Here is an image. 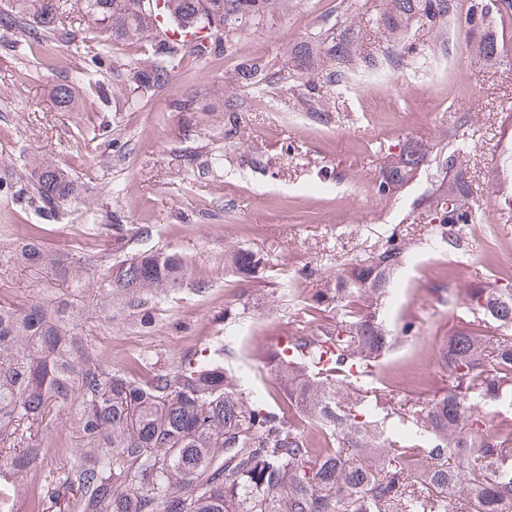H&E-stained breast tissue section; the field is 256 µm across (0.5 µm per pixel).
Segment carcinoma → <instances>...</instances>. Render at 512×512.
Instances as JSON below:
<instances>
[{
    "mask_svg": "<svg viewBox=\"0 0 512 512\" xmlns=\"http://www.w3.org/2000/svg\"><path fill=\"white\" fill-rule=\"evenodd\" d=\"M138 2L12 0L0 11V41L21 55L56 36L72 45L84 65L55 89L56 106L71 112L75 86L102 89L99 65L106 58L112 92L123 91L124 65L141 83L161 87L184 58L231 52L248 24L288 9V0H164L177 22L215 24L210 43L187 47L157 40V5L141 9ZM489 14L488 0H379L373 48H364L351 24L303 42L296 66L306 74L305 93L297 105L319 119L354 72L399 69L422 56L405 39L409 28L427 27L443 49L449 31L463 28L470 36ZM82 15L99 22L89 59L85 37L72 26ZM125 42L143 48V56L120 63L115 50ZM473 50L488 67L500 63L491 36ZM231 81L271 83L259 59L244 63ZM176 107L207 126L224 125V139L234 145L238 99L220 112L199 111L195 96ZM475 149L464 141L442 159L452 181L425 209L429 235L454 250L467 249L468 241L453 227L482 222L467 177ZM428 153L405 146L387 161L381 183L404 186ZM21 166L31 170L29 184L0 180V195L11 204L54 218L79 198L72 174L51 159L25 154ZM409 245L390 236L335 276L319 278L317 302L343 318L291 338V355L274 360L285 398L272 405L240 389L214 355L170 370L121 371L85 342L88 315L191 286L181 254L137 252L99 270L89 258L64 257L35 239L1 248L0 270H35L51 285L23 309L0 301V512H13L15 489L44 463L41 436L57 416L72 421L76 448L48 469L41 494L61 512H512V421L490 425L473 402L489 397L512 405V288L468 289V308L482 315L483 326L463 319L448 335L442 395L406 400L360 384L394 345L378 306ZM264 262L258 251L224 245V267L244 282L256 283ZM296 414L324 429L326 447L307 445L291 422ZM389 424L419 443L391 439Z\"/></svg>",
    "mask_w": 512,
    "mask_h": 512,
    "instance_id": "1",
    "label": "carcinoma"
}]
</instances>
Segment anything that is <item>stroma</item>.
Here are the masks:
<instances>
[{
    "label": "stroma",
    "mask_w": 512,
    "mask_h": 512,
    "mask_svg": "<svg viewBox=\"0 0 512 512\" xmlns=\"http://www.w3.org/2000/svg\"><path fill=\"white\" fill-rule=\"evenodd\" d=\"M371 30L366 0H288V8L248 26L233 53L186 57L172 80L144 88L128 81L126 94L101 102L80 95L76 111L55 104L57 84L71 78L79 60L65 41L39 45L23 59L0 49V177H19L21 153L65 165L83 186L79 203L59 221L6 204L8 231L0 246L38 232L43 246L68 254L112 253L113 225L152 228L140 251H177L191 265L194 287L141 306L93 317L84 335L95 353L118 369L147 372L174 368L192 354H220L253 398L280 395L271 353L275 339L334 324L320 312L311 268L335 274L348 259L391 235L413 244L392 280L380 313L391 334L403 336L376 368L372 385L421 396L441 393L443 344L467 309L468 283L503 287L512 280V223L500 217L512 201V21L491 19L504 65L485 67L464 39L450 35L447 51L400 70L354 73L338 90L325 121L297 106L304 81L291 53L300 42L345 20ZM267 62L271 84L231 87L239 64ZM237 96V144L226 147L218 131L203 132L196 118L175 109L195 96L222 110ZM475 141L468 162L483 223L463 228L467 251L437 246L420 214L442 179L441 161L459 139ZM430 151L414 178L392 194L378 191L388 154L409 144ZM221 169L209 170L214 155ZM241 243L261 251L264 286L250 292L224 270V246ZM234 310V323L224 321Z\"/></svg>",
    "instance_id": "35a3bbf8"
}]
</instances>
